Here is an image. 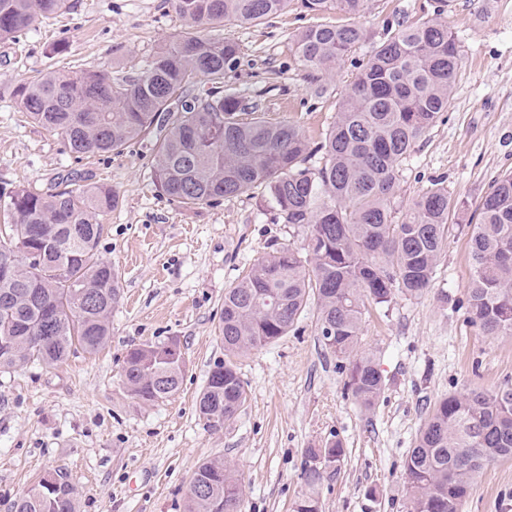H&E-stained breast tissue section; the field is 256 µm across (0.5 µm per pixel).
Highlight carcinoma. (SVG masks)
<instances>
[{"label":"carcinoma","mask_w":512,"mask_h":512,"mask_svg":"<svg viewBox=\"0 0 512 512\" xmlns=\"http://www.w3.org/2000/svg\"><path fill=\"white\" fill-rule=\"evenodd\" d=\"M292 2L169 0L184 29L140 74L114 79L104 70H50L13 90L19 110L60 134L76 157L119 153L151 138L156 183L179 205L256 193L274 223L303 235L300 248L272 245L224 291V361L197 400L199 417L213 429L234 420L247 401L235 358L287 335L312 302L319 335L343 362L346 389L372 408L385 380L370 355L357 353L367 306L388 307L399 295L431 288L456 207L434 184L395 220V185L411 147L448 111L460 72L458 41L440 7L418 22L397 20L371 46L312 149L298 127L261 117L258 100L224 91L239 60L236 41L220 33L224 22L259 25ZM366 6L367 0H300L314 18L331 10L356 18ZM67 8L68 0H0V41ZM366 41L355 21H315L290 43L315 80ZM201 82L210 88L196 91ZM118 204L112 188L94 183L0 192V254L18 256L13 276L0 278V370L58 365L79 348L93 354L106 344L121 288L98 243L101 217ZM468 255L470 319L488 336H511V172L482 199ZM173 346L181 347L176 336L126 352L121 377L131 397L154 404L178 391L185 358ZM343 455L339 439L305 449L306 489L293 512H320V487ZM497 458H512V385L442 398L404 464L408 512H461L477 477ZM244 494L236 468L205 461L190 483L186 512H242ZM11 512H76L75 489L64 479L53 488L41 482Z\"/></svg>","instance_id":"carcinoma-1"}]
</instances>
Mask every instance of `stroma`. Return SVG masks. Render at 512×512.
Listing matches in <instances>:
<instances>
[{
  "instance_id": "1",
  "label": "stroma",
  "mask_w": 512,
  "mask_h": 512,
  "mask_svg": "<svg viewBox=\"0 0 512 512\" xmlns=\"http://www.w3.org/2000/svg\"><path fill=\"white\" fill-rule=\"evenodd\" d=\"M437 0H368L359 22L369 43L395 18L431 15ZM444 17L462 46L447 112L412 148L395 187L397 210L440 182L457 201L452 231L422 295L370 307L361 336L386 387L363 410L307 311L271 346L237 360L247 391L238 416L219 429L200 419L197 397L224 359V290L274 244L300 243L273 221L260 196L192 208L158 188L153 143L76 160L61 136L30 121L14 88L50 69L142 72L183 23L168 0H70L0 41V189L45 191L61 178L109 186L102 258L121 277L122 299L98 353L0 372V512L52 472L77 490L76 512H185L197 467L221 458L240 470L244 512H292L304 492L303 453L340 439L345 454L319 491L322 512H407L404 460L434 405L451 393L512 384V336H488L467 314L470 223L494 180L512 171V0H452ZM310 17L298 6L262 24H224L240 47L226 85L260 99L264 117L318 141L358 72L362 53L338 65L316 94L290 39ZM64 43V54L53 45ZM179 337L186 365L179 391L142 404L120 377L131 345ZM461 512H512V459L489 462Z\"/></svg>"
}]
</instances>
